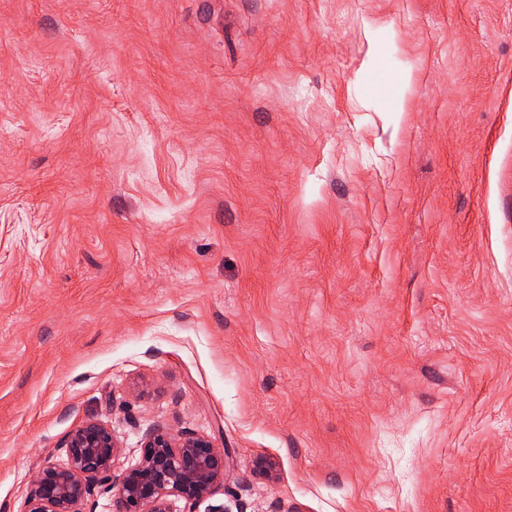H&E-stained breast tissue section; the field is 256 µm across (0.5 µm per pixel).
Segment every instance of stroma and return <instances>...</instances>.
Here are the masks:
<instances>
[{"label":"stroma","instance_id":"obj_1","mask_svg":"<svg viewBox=\"0 0 512 512\" xmlns=\"http://www.w3.org/2000/svg\"><path fill=\"white\" fill-rule=\"evenodd\" d=\"M91 418L512 512V0H0V512Z\"/></svg>","mask_w":512,"mask_h":512}]
</instances>
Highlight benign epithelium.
I'll return each instance as SVG.
<instances>
[{
  "mask_svg": "<svg viewBox=\"0 0 512 512\" xmlns=\"http://www.w3.org/2000/svg\"><path fill=\"white\" fill-rule=\"evenodd\" d=\"M68 463H47L30 478L27 512H84L97 489L113 492V512H172L171 500L193 504L224 481L233 460L208 437L156 430L146 434L139 461L118 476L121 448L97 420L73 429L63 440Z\"/></svg>",
  "mask_w": 512,
  "mask_h": 512,
  "instance_id": "1",
  "label": "benign epithelium"
}]
</instances>
